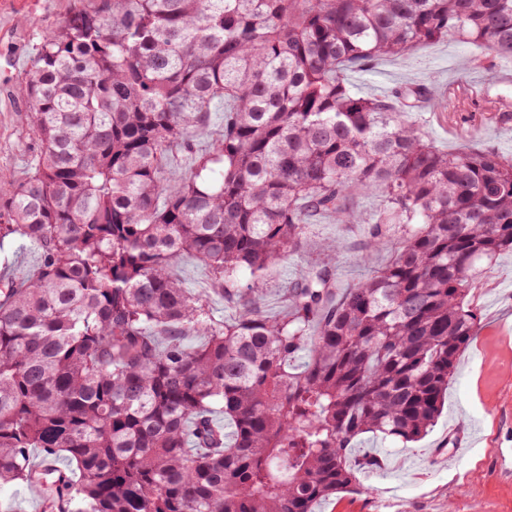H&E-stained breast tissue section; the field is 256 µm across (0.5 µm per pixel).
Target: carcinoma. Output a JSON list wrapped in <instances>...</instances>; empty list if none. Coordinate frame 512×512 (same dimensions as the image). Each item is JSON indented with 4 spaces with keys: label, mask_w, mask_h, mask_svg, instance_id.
<instances>
[{
    "label": "carcinoma",
    "mask_w": 512,
    "mask_h": 512,
    "mask_svg": "<svg viewBox=\"0 0 512 512\" xmlns=\"http://www.w3.org/2000/svg\"><path fill=\"white\" fill-rule=\"evenodd\" d=\"M449 35L512 58V0H96L38 34L15 86L36 154L0 178V246L40 249L0 277V482L38 448L75 464L74 512H315L374 465L354 438L420 439L477 333L476 264L512 249V155L444 152L405 116L430 91L344 72ZM357 191L388 263L341 293L313 264L267 315L264 276ZM39 256L36 246L27 247L19 252L15 241L6 240L0 254V272L7 271L6 275L16 280L26 279L35 272ZM174 273L183 281L187 288L200 290L208 287L209 274L207 270L190 259H184L178 264L174 269Z\"/></svg>",
    "instance_id": "carcinoma-1"
}]
</instances>
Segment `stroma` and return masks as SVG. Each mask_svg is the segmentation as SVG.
<instances>
[{"instance_id": "obj_1", "label": "stroma", "mask_w": 512, "mask_h": 512, "mask_svg": "<svg viewBox=\"0 0 512 512\" xmlns=\"http://www.w3.org/2000/svg\"><path fill=\"white\" fill-rule=\"evenodd\" d=\"M79 0H0V176L19 174L31 162L36 142L23 123L26 105L14 86L30 66L36 31L53 26ZM503 59L455 37L403 56L381 57L346 71L351 91L387 96L411 87L433 97L409 120L435 145L455 152L468 143L512 155V112L489 109L512 101V85L495 82ZM486 77L484 89L464 86L472 75ZM356 220L337 224L323 216L309 230L306 259L276 268L267 278L268 314L281 311L287 281L300 278L308 263L324 256L328 240L343 247L336 259V285L347 288L366 272L364 244L377 207L374 198L354 197ZM469 298L479 313L478 331L457 363L448 400L437 424L421 441L404 444L366 433L352 443L372 451L382 465L362 470L357 484L319 504L316 512H512V474L496 465L498 449L512 448V252L485 261Z\"/></svg>"}]
</instances>
